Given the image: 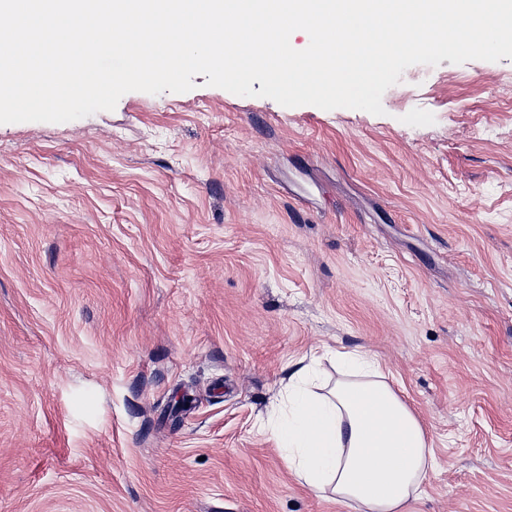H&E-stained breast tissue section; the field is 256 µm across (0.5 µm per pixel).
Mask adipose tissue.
Here are the masks:
<instances>
[{
  "label": "adipose tissue",
  "mask_w": 512,
  "mask_h": 512,
  "mask_svg": "<svg viewBox=\"0 0 512 512\" xmlns=\"http://www.w3.org/2000/svg\"><path fill=\"white\" fill-rule=\"evenodd\" d=\"M336 364L343 377L324 395L310 390L306 367L288 374L278 433L288 467L354 512H405L435 466L426 431L376 358L340 353Z\"/></svg>",
  "instance_id": "1"
}]
</instances>
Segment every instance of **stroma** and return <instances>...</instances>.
Segmentation results:
<instances>
[{
    "instance_id": "obj_1",
    "label": "stroma",
    "mask_w": 512,
    "mask_h": 512,
    "mask_svg": "<svg viewBox=\"0 0 512 512\" xmlns=\"http://www.w3.org/2000/svg\"><path fill=\"white\" fill-rule=\"evenodd\" d=\"M405 74L0 124V512H354L271 424L355 350L428 431L407 512H512V59Z\"/></svg>"
}]
</instances>
